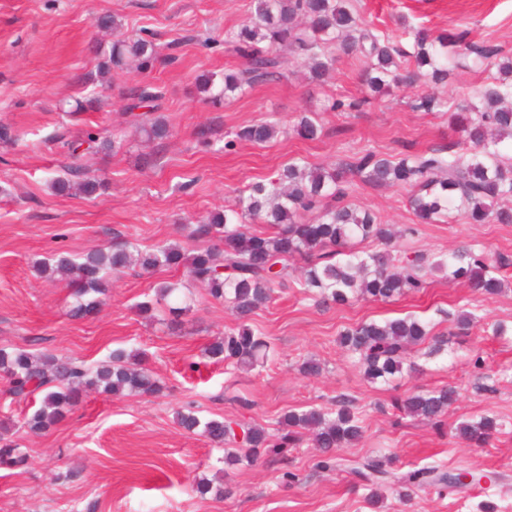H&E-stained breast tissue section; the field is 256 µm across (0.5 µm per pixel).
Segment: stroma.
Wrapping results in <instances>:
<instances>
[{"label":"stroma","mask_w":512,"mask_h":512,"mask_svg":"<svg viewBox=\"0 0 512 512\" xmlns=\"http://www.w3.org/2000/svg\"><path fill=\"white\" fill-rule=\"evenodd\" d=\"M251 7L252 0H0V128L9 132L0 139V348L50 352L91 366L113 350H133L162 385L154 396L89 394L53 430L36 436L19 427L30 406L12 400L0 379V423H11V439L29 456L24 467L0 468V512H375L368 489L348 469L320 468L316 449L232 465L225 463L223 447L175 421L176 411L189 408L203 421L224 417L271 429L287 410L329 407L340 397L354 402L365 427L356 447L340 450L342 458L377 457L398 473L441 465L504 477L487 494L475 486L449 492L419 487L405 500L388 492L376 512H478L488 498L499 512H512V268L495 296L440 273L420 291L391 302L360 299L323 307L300 289H278L251 320L271 344L269 358L247 370L206 355L236 322L202 288L190 286V309L177 330L138 311L157 282L182 278V269L109 275L103 305L83 320L68 315L72 288L36 272V262L54 254L76 257L116 239L142 250L169 242L192 250L189 224L233 205L240 191L275 177L295 158L329 168L366 149L395 156L458 144L447 116L413 109L421 87L393 86L366 98L364 64L347 56L338 57L322 84L291 66L281 80L230 97L223 106L205 103L199 78H220L240 67L221 40ZM356 7L407 53L414 30L438 35L466 28L472 38L512 54V0H358ZM103 15L115 17L126 35L152 36L159 50L177 45L179 62H157L146 75H100L103 59L92 48L110 42L96 25ZM145 80L164 93L157 115L170 133L161 140L140 136L126 108L128 90ZM360 98L365 104L359 110L327 109L333 100ZM78 101L80 111H63V104ZM300 112L314 113L322 126L318 139L288 134L263 145H224L240 126L289 123ZM202 127L211 132L212 148L196 142ZM88 128L126 143L116 153L107 148L71 157L67 142ZM74 164L104 179L108 190L85 196L51 189V180ZM409 195L359 183L348 201L404 228L397 246L407 252L438 257L471 245L512 257V224H469L454 213L447 221L421 224ZM462 308L504 323L508 334L494 336L477 326L453 339L447 352L431 358L411 352L407 360L419 372L388 385L367 382L338 343L344 327L405 316L441 334L450 327L449 315ZM477 353L484 359L479 372L472 365ZM307 357L321 362L319 376L297 371V361ZM448 384L458 396L444 430L396 419L389 409L394 397ZM233 394L246 396L249 406L230 402ZM483 415L504 424L488 444L477 448L456 436L459 422ZM201 478L229 488L230 496L195 492Z\"/></svg>","instance_id":"1"}]
</instances>
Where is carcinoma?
Segmentation results:
<instances>
[{
	"instance_id": "obj_1",
	"label": "carcinoma",
	"mask_w": 512,
	"mask_h": 512,
	"mask_svg": "<svg viewBox=\"0 0 512 512\" xmlns=\"http://www.w3.org/2000/svg\"><path fill=\"white\" fill-rule=\"evenodd\" d=\"M116 31L110 49L103 52L104 66L115 71H146L154 67L160 54L147 38H129L119 32L121 24L110 16L98 20ZM224 47L242 57V68L224 73L221 83L204 75L199 87L205 99L218 105L236 92L279 78L280 69L294 63L308 69L310 79L320 82L334 69L336 56L354 54L365 58L362 76L368 89L378 93L391 84L444 85L455 70L492 71L476 89L475 103L462 104L449 113L450 123L462 134L458 151L434 148L423 154L382 156L362 152L339 162L332 169L310 168L301 159L289 162L277 176L255 182L223 212L210 213L192 225L189 237L199 242L190 253L176 243L161 245L150 252H133L127 242L87 251L77 258L61 256L56 266L39 265V271H60L68 276L76 301L70 317L82 319L97 311L99 296L105 294V276L123 273L137 266L144 272L158 267H182L188 279L208 295L224 302L237 320L207 349L208 357L233 366H254L268 358L270 342L250 325L258 309L271 302L275 291L295 281L302 294L317 302L344 305L353 300L387 302L408 291H418L434 270L445 271L451 280H464L483 295L499 293V277L507 260L472 247L459 248L434 259L426 253H406L396 249L398 232L368 209L347 202L351 182L357 178L375 187L409 188V205L421 224H434L452 211L471 224H512V157L505 156L501 143L512 140V56L498 45L474 41L468 32L457 31L432 36L425 30L415 33L414 51L402 62L403 53L389 39L374 33L351 0H253L246 20L224 32ZM162 95L151 83H142L128 93V108L147 107L137 126L147 136L163 138L167 130L153 116ZM448 101L433 94L413 100L419 112H438ZM298 137L313 140L321 133L315 119L306 113L292 125ZM281 133L270 122H259L235 130L234 140L265 144ZM102 146L92 131L67 143L71 156L92 154ZM69 177L53 186L64 190L76 187L88 195L103 191V181L90 178L79 167L68 168ZM252 222L263 230L244 233L243 224ZM377 242L382 248L358 251V242ZM188 296L181 281L158 283L153 297L138 304L150 315L156 306L175 314L187 309ZM456 330L468 331L480 322L475 312L461 309L453 314ZM457 337L431 336L430 326L414 317L365 321L343 330L339 345L363 369L372 384L387 383L402 373V353L409 344L432 340L425 356L445 351ZM0 376L8 392L19 400L42 394L39 407L28 416V431L41 435L66 412L79 405L89 392L100 394L155 395L162 386L142 361L122 350L110 360L89 369L70 357L33 354L24 350L0 349ZM457 390L443 386L419 390L394 402L404 416L422 418L435 426L443 423ZM177 424L187 432L202 433L214 444L245 449L257 460L268 455H285L303 444L312 433L311 446L322 449L320 466L341 468L340 448L353 447L364 434L358 412L342 401L336 409L311 407L290 410L278 418V428L254 423L211 419L204 423L189 410L176 412ZM501 423L494 416L460 422L455 431L469 443L482 447ZM26 454L8 438V428H0V466L19 467ZM351 470L371 489L369 501H379L380 490L388 488L400 497H410L415 486L428 481L446 488L454 475L436 467H423L403 474L387 469L379 459L366 457L351 464Z\"/></svg>"
}]
</instances>
